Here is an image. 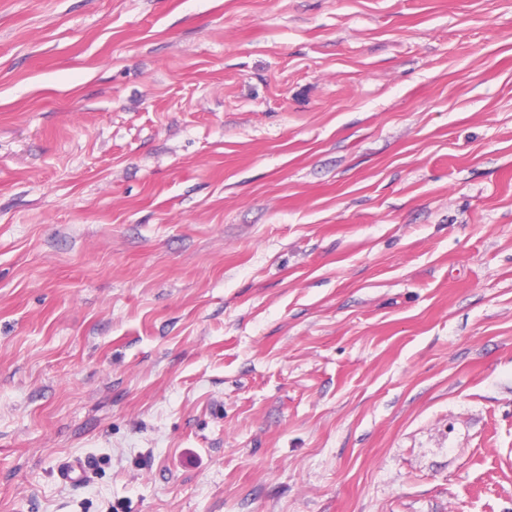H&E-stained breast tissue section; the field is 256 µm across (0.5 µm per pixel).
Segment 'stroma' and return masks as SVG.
Wrapping results in <instances>:
<instances>
[{
    "mask_svg": "<svg viewBox=\"0 0 512 512\" xmlns=\"http://www.w3.org/2000/svg\"><path fill=\"white\" fill-rule=\"evenodd\" d=\"M0 512H512V0H0Z\"/></svg>",
    "mask_w": 512,
    "mask_h": 512,
    "instance_id": "stroma-1",
    "label": "stroma"
}]
</instances>
